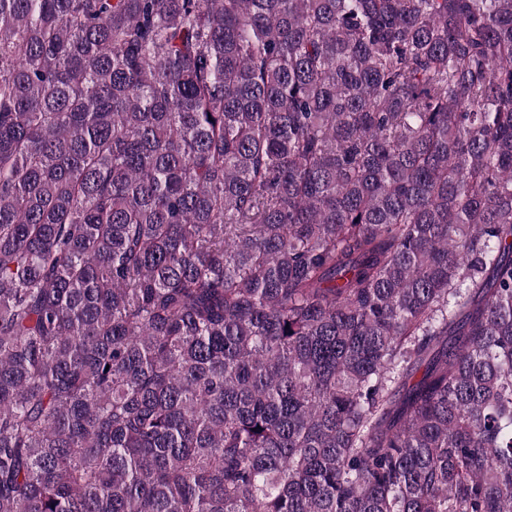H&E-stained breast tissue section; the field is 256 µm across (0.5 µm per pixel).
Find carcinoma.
<instances>
[{
  "label": "carcinoma",
  "mask_w": 512,
  "mask_h": 512,
  "mask_svg": "<svg viewBox=\"0 0 512 512\" xmlns=\"http://www.w3.org/2000/svg\"><path fill=\"white\" fill-rule=\"evenodd\" d=\"M0 512H512V0H0Z\"/></svg>",
  "instance_id": "obj_1"
}]
</instances>
